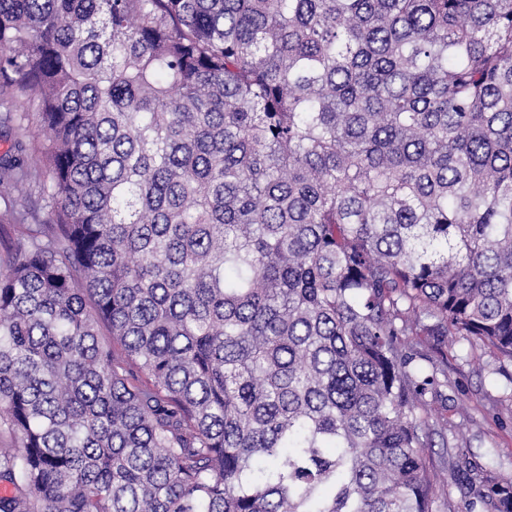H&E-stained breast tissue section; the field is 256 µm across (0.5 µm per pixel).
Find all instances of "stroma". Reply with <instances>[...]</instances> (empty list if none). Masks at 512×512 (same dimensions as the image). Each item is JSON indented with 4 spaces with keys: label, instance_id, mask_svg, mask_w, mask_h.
<instances>
[{
    "label": "stroma",
    "instance_id": "1",
    "mask_svg": "<svg viewBox=\"0 0 512 512\" xmlns=\"http://www.w3.org/2000/svg\"><path fill=\"white\" fill-rule=\"evenodd\" d=\"M440 409L448 436L470 451L468 459L512 476V360L483 344L448 351V385Z\"/></svg>",
    "mask_w": 512,
    "mask_h": 512
}]
</instances>
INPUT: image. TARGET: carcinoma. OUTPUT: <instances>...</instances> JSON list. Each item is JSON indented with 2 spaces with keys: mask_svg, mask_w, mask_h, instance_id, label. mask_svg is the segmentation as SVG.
<instances>
[{
  "mask_svg": "<svg viewBox=\"0 0 512 512\" xmlns=\"http://www.w3.org/2000/svg\"><path fill=\"white\" fill-rule=\"evenodd\" d=\"M0 106V512H512L430 454L512 359V0H0ZM441 478L442 480L438 485L437 503L434 512H450L448 511V502H450L455 509V511L451 512H465L462 498L457 489L451 483L449 476H447V472H443Z\"/></svg>",
  "mask_w": 512,
  "mask_h": 512,
  "instance_id": "carcinoma-1",
  "label": "carcinoma"
}]
</instances>
